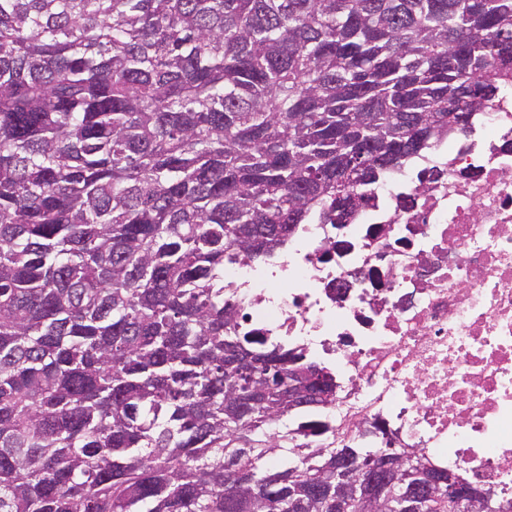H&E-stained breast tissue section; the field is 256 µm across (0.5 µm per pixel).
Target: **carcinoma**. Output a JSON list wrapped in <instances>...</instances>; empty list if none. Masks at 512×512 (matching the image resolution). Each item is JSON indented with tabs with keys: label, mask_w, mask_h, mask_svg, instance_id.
Returning <instances> with one entry per match:
<instances>
[{
	"label": "carcinoma",
	"mask_w": 512,
	"mask_h": 512,
	"mask_svg": "<svg viewBox=\"0 0 512 512\" xmlns=\"http://www.w3.org/2000/svg\"><path fill=\"white\" fill-rule=\"evenodd\" d=\"M511 80L512 0H0V512H369L339 460L390 459L324 437L335 373L242 331L224 265Z\"/></svg>",
	"instance_id": "obj_1"
}]
</instances>
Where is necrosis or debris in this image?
I'll list each match as a JSON object with an SVG mask.
<instances>
[{
	"mask_svg": "<svg viewBox=\"0 0 512 512\" xmlns=\"http://www.w3.org/2000/svg\"><path fill=\"white\" fill-rule=\"evenodd\" d=\"M344 227L230 264L244 329L336 370L326 420L512 506V82L474 127L375 186Z\"/></svg>",
	"mask_w": 512,
	"mask_h": 512,
	"instance_id": "1",
	"label": "necrosis or debris"
}]
</instances>
